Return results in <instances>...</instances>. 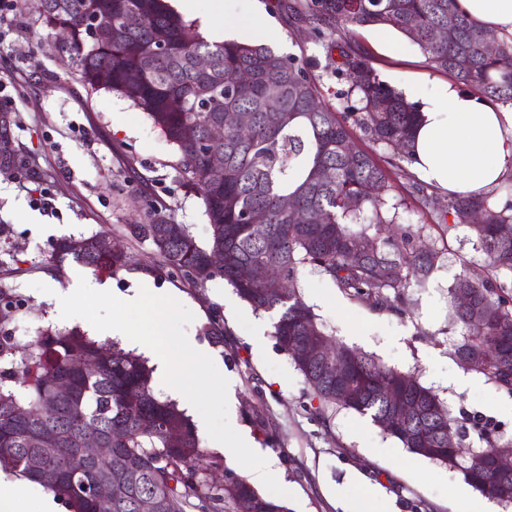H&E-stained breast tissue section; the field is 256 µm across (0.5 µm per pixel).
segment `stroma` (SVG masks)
<instances>
[{
	"label": "stroma",
	"instance_id": "stroma-1",
	"mask_svg": "<svg viewBox=\"0 0 512 512\" xmlns=\"http://www.w3.org/2000/svg\"><path fill=\"white\" fill-rule=\"evenodd\" d=\"M260 2L278 31L270 47L302 61L323 104L344 111L342 85L331 73L341 34L329 30L320 37L294 20L291 9L302 0ZM14 5V26L0 43V85L11 98L0 116L8 121L16 157L14 166L0 165V338L16 344V358H24L26 342L41 329L94 332L84 319L57 316L74 276L89 269L70 258L53 263L55 245L99 232L123 234L131 265L108 276L112 293L123 295L147 279L158 294L177 296L194 313L186 333L216 357L235 401V426L249 433L290 491V512H472L481 496L457 472L409 453L369 418L348 411L326 423L315 417L303 377L272 333L264 335V350L251 342L255 324L269 328L273 314L255 313L222 279L199 287L178 273L156 274L154 246L125 233L127 225L144 221L148 208L189 225L198 239L208 235L201 199L178 178L174 147L125 97L87 91L37 22L30 0ZM352 42L394 88L433 76L417 45L398 32L362 28ZM351 135L383 166L400 228L441 249L443 258L426 288L410 289L400 311L374 310L313 273L303 279L306 301L337 338L437 393L460 419L461 444L476 443L473 418L480 414L512 440V397L477 374L458 385L464 371L449 353L462 328L452 321L448 290L460 272L483 275V255L473 249L466 226L443 233L446 195L418 190L409 163L392 165L390 150L359 129ZM43 195L51 199L50 210L34 204Z\"/></svg>",
	"mask_w": 512,
	"mask_h": 512
}]
</instances>
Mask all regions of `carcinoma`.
Instances as JSON below:
<instances>
[{
    "label": "carcinoma",
    "mask_w": 512,
    "mask_h": 512,
    "mask_svg": "<svg viewBox=\"0 0 512 512\" xmlns=\"http://www.w3.org/2000/svg\"><path fill=\"white\" fill-rule=\"evenodd\" d=\"M459 0H304L296 13L322 29L350 33L357 28H390L419 47L428 66L454 76L493 101L512 102V37L498 39L500 50H483L487 32L459 8ZM37 21L49 30H69V39L57 45L68 54L81 84L98 89V73L112 74L109 89L145 112L179 155L176 171L183 186L202 200L209 224L206 243H200L186 224L172 236L167 218L157 211L148 224H131L129 233L148 240L158 257L157 270L191 272L197 286L219 277L256 312H274L273 336L307 385L306 397L316 417L354 411L381 427L389 410L388 395H408L414 415L405 428L382 427L409 453L460 472L481 495L505 507L512 505V477L490 471L486 460L501 437L482 427L476 445L455 441L456 418L448 405L411 374L382 363L338 341L314 307L305 300L300 282L311 270L328 278L341 293L386 310L407 305L408 289L426 286L441 261L442 251L418 248L410 232L399 239L388 235L396 223L385 194L391 190L384 170L373 157L355 148L349 127H358L372 142L391 150L400 160H411L408 143L418 119V105L380 79L366 53L349 40L337 46L339 59L332 69L338 79H351L344 98L354 100L347 111L322 105L314 78L297 57L283 55L265 44L205 40L166 0H34ZM112 14V30L96 38L86 29L95 14ZM134 13L139 24H125ZM448 30L442 40L438 29ZM204 55L211 68H195ZM245 71L250 81L226 86L228 74ZM248 112L250 126L224 129V141H210L206 132L221 120L224 110ZM192 124L198 135L184 137ZM224 156V182L208 177L211 156ZM320 170L326 180L316 178ZM380 184L382 194L372 198L369 188ZM308 216L293 223L281 200ZM357 197L363 205L348 208ZM446 210L453 223L443 232L465 224L473 248L484 255L487 273L473 278L456 276L448 289L450 302L466 290L477 311L453 307L463 328L462 341L452 352L466 371L483 376L512 397V288L501 281L512 276V203L496 209L489 197L454 195ZM482 221L472 224L470 213ZM263 225L258 233L253 225ZM92 249L75 252L68 243L57 245L54 259L67 256L95 273H114L128 265L126 252L112 249L107 235L88 237ZM224 254V266L215 268L210 257ZM358 257V262L351 260ZM274 269L288 283L273 280L242 281L241 266ZM319 352L321 344L336 346L344 358L345 378L331 377L318 357H302L297 345ZM14 347L0 341V456L7 469L51 491L71 512H91V494L110 477L124 485L112 500V512H140L139 502L153 499L156 512H239L250 499L253 512H290L274 496L258 492L247 478L226 468L228 479L211 483L201 465L205 448L186 413L153 387L154 368L148 361L116 342H99L77 328H46L27 345L22 364L12 360ZM92 360L96 373L78 366ZM70 381L68 394L58 396L50 413L39 412L52 397V382ZM98 433L112 448L107 465L89 463L72 476L61 460L45 463L58 470L57 481H42L31 461L43 455L33 437L42 435L52 448L85 450L88 435ZM177 434L172 441L171 433Z\"/></svg>",
    "instance_id": "carcinoma-1"
}]
</instances>
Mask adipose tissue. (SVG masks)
Here are the masks:
<instances>
[{"mask_svg":"<svg viewBox=\"0 0 512 512\" xmlns=\"http://www.w3.org/2000/svg\"><path fill=\"white\" fill-rule=\"evenodd\" d=\"M483 30L512 35V0H459ZM418 101L409 151L418 178L444 194L481 197L512 175V106L486 100L450 82L403 87Z\"/></svg>","mask_w":512,"mask_h":512,"instance_id":"adipose-tissue-1","label":"adipose tissue"}]
</instances>
